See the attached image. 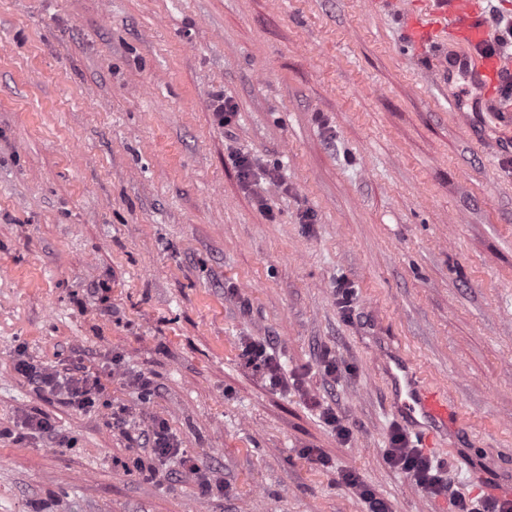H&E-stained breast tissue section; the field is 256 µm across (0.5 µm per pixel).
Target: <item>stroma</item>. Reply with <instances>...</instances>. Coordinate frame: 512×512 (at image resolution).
I'll return each instance as SVG.
<instances>
[{"label": "stroma", "instance_id": "35a3bbf8", "mask_svg": "<svg viewBox=\"0 0 512 512\" xmlns=\"http://www.w3.org/2000/svg\"><path fill=\"white\" fill-rule=\"evenodd\" d=\"M431 63L376 0H0V512H367L344 470L451 512L385 460L390 348L462 413L425 455L469 498L464 449L512 479V127L463 125L470 85ZM251 338L288 388L245 367ZM21 352L105 396L36 389ZM27 415L55 436L13 439ZM157 419L223 492L142 447ZM17 369L37 389L63 395L70 405L79 410L93 408L106 390L99 375L81 366L65 365L61 370L49 371L26 360H19Z\"/></svg>", "mask_w": 512, "mask_h": 512}]
</instances>
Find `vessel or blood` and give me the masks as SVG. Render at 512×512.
Returning <instances> with one entry per match:
<instances>
[{"mask_svg":"<svg viewBox=\"0 0 512 512\" xmlns=\"http://www.w3.org/2000/svg\"><path fill=\"white\" fill-rule=\"evenodd\" d=\"M447 29L454 30L460 49L453 67L448 64V48L441 38ZM407 34L414 42L435 44V73L439 79L459 72L477 92L487 114L496 119L512 118V104L501 98L502 78L506 72H512V60L484 54L483 48L492 35L475 0H434L432 20L409 24ZM387 360L392 364L390 374L397 411L421 442H430L435 435L452 433L460 427V409L445 388L422 382L417 371L397 353H390Z\"/></svg>","mask_w":512,"mask_h":512,"instance_id":"b4317fda","label":"vessel or blood"}]
</instances>
